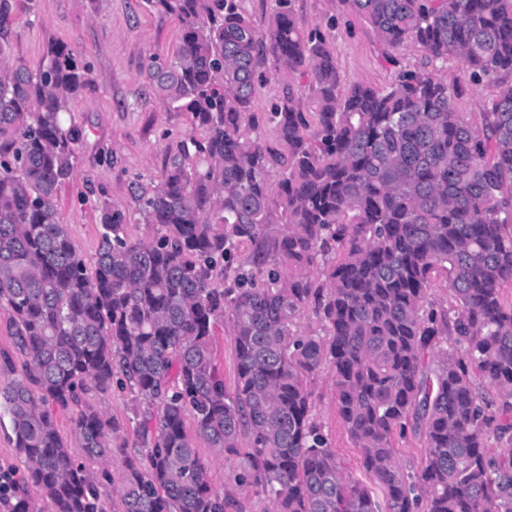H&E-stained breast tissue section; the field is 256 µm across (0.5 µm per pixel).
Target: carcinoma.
Listing matches in <instances>:
<instances>
[{"instance_id":"1","label":"carcinoma","mask_w":512,"mask_h":512,"mask_svg":"<svg viewBox=\"0 0 512 512\" xmlns=\"http://www.w3.org/2000/svg\"><path fill=\"white\" fill-rule=\"evenodd\" d=\"M243 2L144 0L181 23L173 55L147 59L148 91L192 129L134 191L154 236L130 239L127 213L103 203L90 270L56 207L75 169L63 115L89 73L64 45L34 71L12 57L15 0H0V309L23 357L18 370L0 353V426L22 464L0 465V512H227L188 418L272 512H512V0H340L387 46L413 41L491 86L478 124L432 70L342 86L295 0H274L263 31ZM267 71L283 83L271 142L252 112ZM438 280L448 305L431 298ZM325 367L366 482L314 420ZM115 383L142 417L131 454L90 398ZM68 410L81 458L57 428ZM409 430L424 437L413 474L396 448ZM215 364L218 372L224 378V385L228 393H232L235 386L236 353L233 336L224 323H218L214 330Z\"/></svg>"}]
</instances>
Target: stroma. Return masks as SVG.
<instances>
[{
	"label": "stroma",
	"mask_w": 512,
	"mask_h": 512,
	"mask_svg": "<svg viewBox=\"0 0 512 512\" xmlns=\"http://www.w3.org/2000/svg\"><path fill=\"white\" fill-rule=\"evenodd\" d=\"M295 8L311 27L329 31L343 86L366 83L389 87L399 69H422L426 53L407 42L395 50L382 45L370 27L338 0H296ZM180 23L170 15L147 10L143 0H34L31 11H18L9 40L14 57L36 68L49 45L71 48L79 64L90 69V85L69 104L67 125L78 129L74 175L61 187L57 208L71 242L87 266H94L99 246L97 206L109 202L129 216L127 233L149 240L154 227L140 223L133 191L157 181L168 137L191 129L184 112H168L145 90L144 64L150 55H171L177 48ZM314 418L355 478H363L360 453L336 411L331 369L314 382ZM93 402L122 425L129 448L140 440L128 392L112 389L93 395ZM192 442L210 467L216 488H228L233 512H271L264 495L236 485L239 458L224 456L200 437Z\"/></svg>",
	"instance_id": "obj_1"
}]
</instances>
